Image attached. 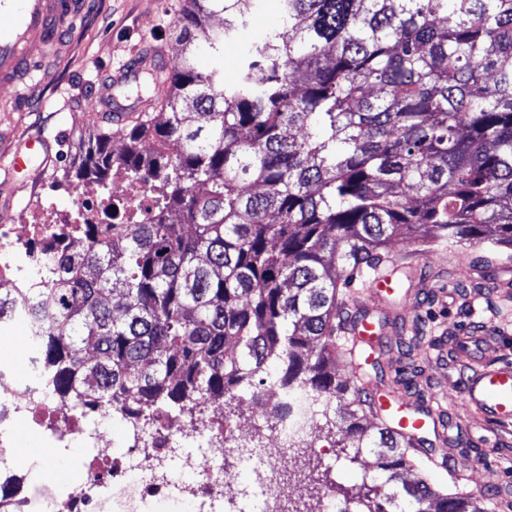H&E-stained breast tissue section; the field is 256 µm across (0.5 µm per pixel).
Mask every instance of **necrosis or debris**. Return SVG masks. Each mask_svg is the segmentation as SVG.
Returning <instances> with one entry per match:
<instances>
[{
    "mask_svg": "<svg viewBox=\"0 0 512 512\" xmlns=\"http://www.w3.org/2000/svg\"><path fill=\"white\" fill-rule=\"evenodd\" d=\"M68 196V206L48 211L44 222L0 225V289L22 287L21 272L41 269L44 258L36 242L50 238L71 214H83L89 224L104 223L98 195L91 188L71 186ZM259 399L268 405L263 418L271 422L272 429L267 435L252 434L239 425L215 428L181 419H142L130 423L125 451L114 458L92 426L91 414L53 399L41 385L36 368L19 376L1 364L0 512H29L31 504L23 492L29 470L14 458L8 431L18 416L26 417L53 448L63 450L79 441L92 450L84 480L47 495L50 512H133L137 500L170 494L168 466L177 457L183 468L194 474L193 483L181 487L180 495L202 500L208 512H284L287 494L269 472L295 465V457L287 451L288 439L305 436L308 429L316 427L318 417L307 412L292 429L287 414L277 410L288 401L284 390L268 388L260 396H246L245 401L252 405ZM232 453L250 465V485L235 484L225 466ZM112 487L121 492L118 500L103 494Z\"/></svg>",
    "mask_w": 512,
    "mask_h": 512,
    "instance_id": "necrosis-or-debris-1",
    "label": "necrosis or debris"
}]
</instances>
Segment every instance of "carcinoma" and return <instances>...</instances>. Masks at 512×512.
Here are the masks:
<instances>
[{
	"label": "carcinoma",
	"instance_id": "carcinoma-1",
	"mask_svg": "<svg viewBox=\"0 0 512 512\" xmlns=\"http://www.w3.org/2000/svg\"><path fill=\"white\" fill-rule=\"evenodd\" d=\"M189 2L156 114L117 150L78 145L110 223L70 225L83 248L45 250L48 287L0 293V318L36 332L77 408L170 418L273 383L325 417L338 403L336 444L376 456L351 512H488L434 487L398 428L361 423L372 377L341 342L340 289L398 236L512 250V0H280L229 83L199 54L256 0ZM114 176L153 182L149 213L110 198Z\"/></svg>",
	"mask_w": 512,
	"mask_h": 512
}]
</instances>
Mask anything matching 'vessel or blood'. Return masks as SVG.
Instances as JSON below:
<instances>
[{
	"label": "vessel or blood",
	"instance_id": "1",
	"mask_svg": "<svg viewBox=\"0 0 512 512\" xmlns=\"http://www.w3.org/2000/svg\"><path fill=\"white\" fill-rule=\"evenodd\" d=\"M86 0H0V86L21 93L34 78V65L59 52L73 20L82 17ZM52 144L46 138H28L16 148L12 173L27 170L32 161L48 162ZM353 344L373 343L378 331L368 317L349 323ZM498 337L477 329L461 337L459 351L473 366L464 379L469 402L486 419L512 420V364L491 360ZM375 410L393 420L403 432L418 434L427 422L399 399L376 396Z\"/></svg>",
	"mask_w": 512,
	"mask_h": 512
}]
</instances>
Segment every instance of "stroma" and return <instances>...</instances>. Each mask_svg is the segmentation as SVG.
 Masks as SVG:
<instances>
[{
    "label": "stroma",
    "instance_id": "stroma-1",
    "mask_svg": "<svg viewBox=\"0 0 512 512\" xmlns=\"http://www.w3.org/2000/svg\"><path fill=\"white\" fill-rule=\"evenodd\" d=\"M186 0H95L72 30L66 51L40 61V71L20 99L0 89V216L13 224L32 223L40 198L65 207L68 171L81 136L111 128L95 96L105 76L139 58L162 52L175 61L180 52L176 24ZM278 0H258L246 27L212 60L233 79L245 46L277 24ZM40 134L53 145V159L25 173L26 186L8 192L9 161L21 140ZM481 245L461 242L447 246L424 240L417 257L420 280H400L384 301H367L363 282L346 293L351 306L365 307L379 325L376 346L382 349L385 375L376 382L384 395H401L412 409L439 412L452 426L453 438L443 441L439 430L426 428L419 437L433 456H446L430 472L434 484L448 492L492 489L491 512H512V424L484 419L468 402L463 378L469 368L456 353L460 333L468 328L512 333V250L503 248L489 275L471 262L486 254ZM14 448L21 459L35 462L29 495L46 485V471L57 469L62 489L84 477L88 451L73 445L64 451L46 448L25 421L13 428Z\"/></svg>",
    "mask_w": 512,
    "mask_h": 512
}]
</instances>
